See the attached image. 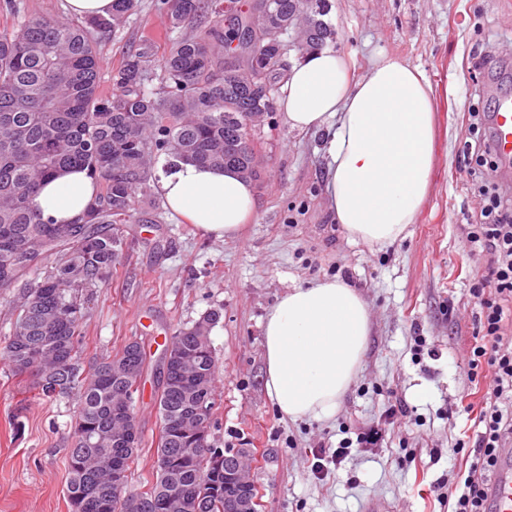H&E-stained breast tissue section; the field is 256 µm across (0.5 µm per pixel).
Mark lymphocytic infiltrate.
Listing matches in <instances>:
<instances>
[{
  "instance_id": "1",
  "label": "lymphocytic infiltrate",
  "mask_w": 512,
  "mask_h": 512,
  "mask_svg": "<svg viewBox=\"0 0 512 512\" xmlns=\"http://www.w3.org/2000/svg\"><path fill=\"white\" fill-rule=\"evenodd\" d=\"M485 223L466 229L472 252L486 258V273L478 275L473 294L482 309L481 335L470 351L468 376L487 374L492 382L480 408L463 404L464 413H477L483 429L473 446V460L460 471L446 497L448 512H488V489L499 461L501 448L512 443V201L487 185ZM398 416L387 409L384 420L358 426L354 437L339 441L336 448L315 451L311 473L323 478L330 468H341L353 447L377 445L394 429Z\"/></svg>"
}]
</instances>
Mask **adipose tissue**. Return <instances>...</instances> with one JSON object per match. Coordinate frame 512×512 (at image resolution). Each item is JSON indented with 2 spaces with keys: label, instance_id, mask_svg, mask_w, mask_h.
Returning a JSON list of instances; mask_svg holds the SVG:
<instances>
[{
  "label": "adipose tissue",
  "instance_id": "adipose-tissue-1",
  "mask_svg": "<svg viewBox=\"0 0 512 512\" xmlns=\"http://www.w3.org/2000/svg\"><path fill=\"white\" fill-rule=\"evenodd\" d=\"M279 106L289 126L323 136L329 208L348 240L393 244L422 210L437 159L434 92L419 67L396 57L353 77L349 58L326 46L288 70ZM167 207L202 233L236 239L256 215L252 182L231 168L180 163L162 175ZM96 195L87 170L45 182L35 207L52 224H71ZM370 334L361 294L333 278L296 285L277 300L263 327L265 387L279 414L321 420L355 380Z\"/></svg>",
  "mask_w": 512,
  "mask_h": 512
}]
</instances>
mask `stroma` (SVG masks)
I'll return each instance as SVG.
<instances>
[{
	"label": "stroma",
	"instance_id": "obj_1",
	"mask_svg": "<svg viewBox=\"0 0 512 512\" xmlns=\"http://www.w3.org/2000/svg\"><path fill=\"white\" fill-rule=\"evenodd\" d=\"M156 0H139L123 30L98 37L103 90L128 53L165 47ZM333 46L361 76L380 55L401 57L431 82L442 127L430 195L408 237L375 248L350 242L325 192L327 159L319 139L292 130L275 112L264 129V182L254 221L219 240L173 213L160 224H128L125 258L95 289L82 324L84 360L116 352L132 337L151 354L135 395L143 451L129 477L143 485L160 433L156 397L165 340L179 326L217 309L211 332L218 380L213 436L218 447L248 448L254 458L257 512H448L442 495L474 442V416L455 415L467 379L466 352L480 328L471 292L479 267L465 241L478 199L464 156L473 134L471 106L492 111L512 94V0H330ZM499 66L475 72L485 55ZM333 277L356 288L371 317L358 376L335 415L293 422L265 388L263 324L288 288ZM407 410L399 430L375 448L353 451L345 467L311 474L315 449L337 444L388 405ZM71 413L38 398L32 380L0 361V512H72L67 498Z\"/></svg>",
	"mask_w": 512,
	"mask_h": 512
}]
</instances>
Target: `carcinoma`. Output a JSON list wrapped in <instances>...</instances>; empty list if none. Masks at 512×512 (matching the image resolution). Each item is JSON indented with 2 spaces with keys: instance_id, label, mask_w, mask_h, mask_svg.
I'll return each instance as SVG.
<instances>
[{
  "instance_id": "1",
  "label": "carcinoma",
  "mask_w": 512,
  "mask_h": 512,
  "mask_svg": "<svg viewBox=\"0 0 512 512\" xmlns=\"http://www.w3.org/2000/svg\"><path fill=\"white\" fill-rule=\"evenodd\" d=\"M135 0H115L112 15L70 23L29 15L0 29V294L9 297L12 329L0 358L34 378L40 399L74 402L67 493L72 512H225L224 465L192 451L208 441L212 420L189 427L198 401L214 409L211 311L168 338L157 397L161 428L146 489L115 485L139 457L142 436L134 395L148 368L142 342L82 357L81 324L93 290L124 257L122 224L153 223L142 203H156L157 164L181 162L236 170L251 163L248 142L264 133L255 113L275 112L284 76L288 15L300 0H159L171 39L161 57L146 45L112 73L100 92L92 32L117 33ZM308 24L334 39L322 20L330 0H309ZM248 21L249 40L224 31V19ZM85 168L97 195L78 224H49L33 206L43 182L60 169Z\"/></svg>"
}]
</instances>
